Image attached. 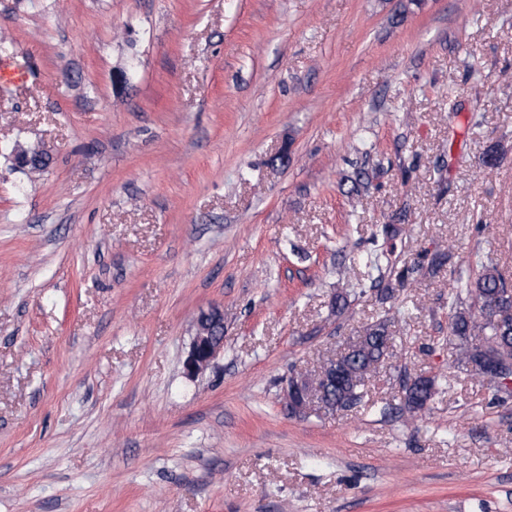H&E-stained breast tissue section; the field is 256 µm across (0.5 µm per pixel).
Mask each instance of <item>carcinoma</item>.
Listing matches in <instances>:
<instances>
[{
	"mask_svg": "<svg viewBox=\"0 0 512 512\" xmlns=\"http://www.w3.org/2000/svg\"><path fill=\"white\" fill-rule=\"evenodd\" d=\"M392 251L379 249L369 255V268L378 273L377 288L382 299L392 296ZM448 334L456 340L458 362L480 374L491 359L512 363V281L492 264H482L477 273L458 276L456 286L448 294ZM393 340L388 325L379 322L368 326L338 358L342 373L336 383L317 380L312 396L324 408L337 412L359 404L364 396L365 379L389 354L387 341ZM441 381L438 376L417 375L402 383V412L416 418L425 412Z\"/></svg>",
	"mask_w": 512,
	"mask_h": 512,
	"instance_id": "1",
	"label": "carcinoma"
}]
</instances>
